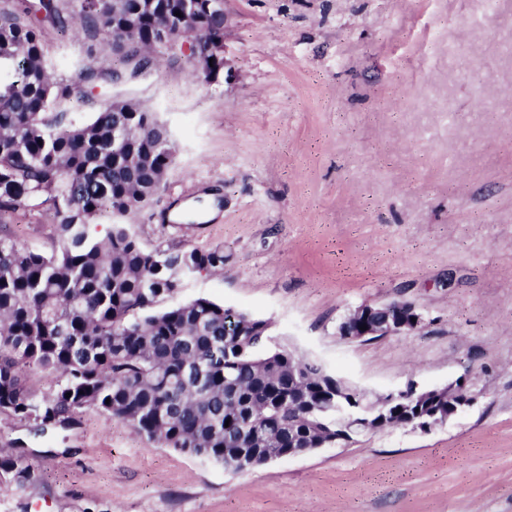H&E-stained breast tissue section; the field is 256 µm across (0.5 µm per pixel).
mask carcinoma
I'll use <instances>...</instances> for the list:
<instances>
[{
	"instance_id": "cac0c4a2",
	"label": "carcinoma",
	"mask_w": 512,
	"mask_h": 512,
	"mask_svg": "<svg viewBox=\"0 0 512 512\" xmlns=\"http://www.w3.org/2000/svg\"><path fill=\"white\" fill-rule=\"evenodd\" d=\"M18 0L0 10V215L34 204L53 213L56 245L32 251L0 235V414L68 427L86 408L126 421L137 433L225 466L240 454L286 455L335 420L308 412L321 393V367L286 349H268L270 324L207 298L157 312L183 279L224 270V248L150 250L114 224L91 225L146 206L175 160L166 126L145 108L111 98L78 123L55 102L70 95L54 79L42 30L113 44L114 69L84 61L91 87L115 85L155 65L162 28L189 43L206 83L224 74V0ZM244 326L224 333L225 319ZM59 374L48 396L31 391L25 370ZM25 477L0 457V478Z\"/></svg>"
}]
</instances>
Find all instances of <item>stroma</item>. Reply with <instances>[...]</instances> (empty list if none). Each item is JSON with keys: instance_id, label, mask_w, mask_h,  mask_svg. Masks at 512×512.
Masks as SVG:
<instances>
[{"instance_id": "stroma-1", "label": "stroma", "mask_w": 512, "mask_h": 512, "mask_svg": "<svg viewBox=\"0 0 512 512\" xmlns=\"http://www.w3.org/2000/svg\"><path fill=\"white\" fill-rule=\"evenodd\" d=\"M493 21H486V10ZM224 76L186 52L115 85L167 127L150 204L98 219L149 249H224L158 310L206 297L272 323V344L376 398L464 383L429 432L390 428L235 472L149 442L95 408L37 434L0 414V512H512V0H224ZM70 98L95 102L94 39L43 33ZM0 232L51 253L44 210ZM413 302L409 334L350 342L357 306Z\"/></svg>"}]
</instances>
